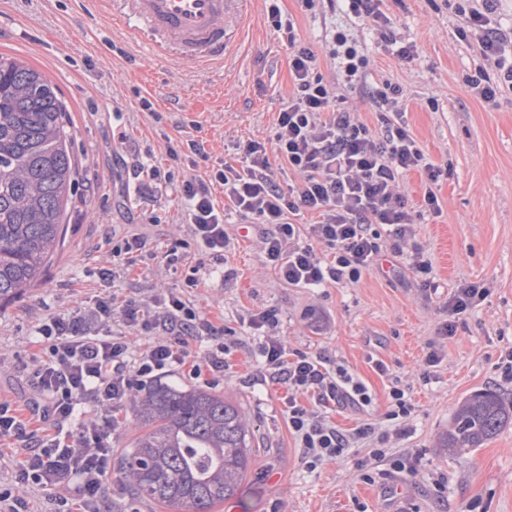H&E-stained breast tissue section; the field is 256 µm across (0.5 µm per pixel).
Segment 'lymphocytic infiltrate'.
<instances>
[{
	"label": "lymphocytic infiltrate",
	"instance_id": "lymphocytic-infiltrate-1",
	"mask_svg": "<svg viewBox=\"0 0 512 512\" xmlns=\"http://www.w3.org/2000/svg\"><path fill=\"white\" fill-rule=\"evenodd\" d=\"M495 2L464 0L457 7L465 21L460 36H478L488 63L469 77L468 85L487 101L496 100L502 87L512 88V35L492 26ZM269 16L275 27L287 32L293 92L277 115L271 143L247 141L238 164L221 163L208 178L182 186L189 231L214 260L223 261L228 220L212 196L213 187L219 186L226 209L265 225L262 250L283 281L301 287L354 282L373 267L383 250L381 227H389L397 240L413 233L416 214L395 192L400 177L412 170L423 173L428 183L424 201L435 210L439 200L433 187L441 170L427 162L408 130L392 123L383 111L378 115L383 133L356 122L344 108L343 97L324 82L317 54L298 43L293 24L283 22L277 6H270ZM275 157L299 175L298 183L285 189L276 183L271 163ZM303 211L317 213L319 219L309 227L310 244L299 246L294 242L299 229L291 218ZM318 242L334 249L331 262L318 257ZM154 301L152 310L129 301L116 313L111 301L102 300L39 327V342L50 354L36 372V405L42 419L63 425L88 396L107 417L81 423L76 440H54L32 451L20 471L21 481L77 483L85 496L84 512H99L101 477L110 465L106 440L115 427L111 412L133 391L185 364L192 355V341L199 338L197 315L179 296L163 290ZM102 317L118 318L131 330L153 332V341L137 352L127 336L108 330L88 332V325ZM246 322L266 334L258 352L271 379L293 392L287 402L288 424L306 458L317 462L340 456L353 443L374 435L369 423L343 434L295 398L296 392L310 391L323 405L346 401L364 408L372 398L362 383L343 368L325 367L320 357L300 353L289 358L281 337L274 334L279 323L275 309L250 313Z\"/></svg>",
	"mask_w": 512,
	"mask_h": 512
}]
</instances>
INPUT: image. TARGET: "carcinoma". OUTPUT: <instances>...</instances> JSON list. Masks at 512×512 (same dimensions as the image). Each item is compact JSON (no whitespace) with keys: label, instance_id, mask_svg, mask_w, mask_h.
Here are the masks:
<instances>
[{"label":"carcinoma","instance_id":"cac0c4a2","mask_svg":"<svg viewBox=\"0 0 512 512\" xmlns=\"http://www.w3.org/2000/svg\"><path fill=\"white\" fill-rule=\"evenodd\" d=\"M76 183L66 110L51 82L0 57V303L35 286L64 241ZM144 433L120 459L138 498L173 512H211L234 497L248 472L251 427L234 402L202 389L157 385L134 395ZM512 424L493 390L466 397L443 447H480Z\"/></svg>","mask_w":512,"mask_h":512}]
</instances>
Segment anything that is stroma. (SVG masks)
Wrapping results in <instances>:
<instances>
[{
    "label": "stroma",
    "mask_w": 512,
    "mask_h": 512,
    "mask_svg": "<svg viewBox=\"0 0 512 512\" xmlns=\"http://www.w3.org/2000/svg\"><path fill=\"white\" fill-rule=\"evenodd\" d=\"M457 2L383 0L398 42L416 48L403 60L346 0H278L349 112L380 131L376 99L387 84L400 86L399 122L427 159L446 170L435 187L436 212L425 206L424 176H401L399 190L418 213L401 252L385 249L357 282L303 288L284 284L266 263L262 225L235 214L226 261L212 260L189 233L179 193L184 180L207 177L213 162L236 159L240 142L273 137L292 81L288 43L269 20L266 0H254L247 36L232 59L206 70L154 55L135 22L81 12L77 0H0V55L28 64L55 86L81 170L57 257L41 283L0 306V403L37 430L35 372L45 357L39 326L110 296L149 306L162 286L232 334L224 371L197 376L187 363L159 378L224 395L252 425L255 450L240 492L212 512H512V425L465 454L440 445L472 392L493 388L512 401V381L503 375L512 351V89L492 103L469 88L468 77L485 60L476 40L457 35L463 24ZM339 32L369 60L352 92L332 56ZM144 99L151 111L142 110ZM121 132L126 142L119 146L114 137ZM190 138L206 140L210 161L169 158V147ZM140 162L163 166L169 180L141 187L129 174ZM133 235L143 248L121 253ZM174 248L185 262L167 263ZM417 251L432 264L430 284L411 267ZM105 268L110 277H102ZM191 278L196 287H187ZM464 284L488 294L451 314L448 304ZM270 307L288 353L321 356L368 388L370 406L329 403L321 410L327 421L344 433L360 420L373 421L388 456L409 457L413 473H376L367 444L306 464L288 426V387L265 379L259 338L245 323L248 313ZM433 350L441 361L431 367L426 358ZM380 362L387 373L377 370ZM396 387L413 409L390 420ZM28 453L27 439L0 437V496H22L25 512H61L62 501L76 503L72 487L18 484ZM101 498L108 512H165L138 499L115 464Z\"/></svg>",
    "instance_id": "stroma-1"
}]
</instances>
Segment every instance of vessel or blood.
I'll use <instances>...</instances> for the list:
<instances>
[{"mask_svg":"<svg viewBox=\"0 0 512 512\" xmlns=\"http://www.w3.org/2000/svg\"><path fill=\"white\" fill-rule=\"evenodd\" d=\"M125 16L152 35L155 54L176 50L185 63H220L243 32L250 0H120Z\"/></svg>","mask_w":512,"mask_h":512,"instance_id":"vessel-or-blood-1","label":"vessel or blood"}]
</instances>
